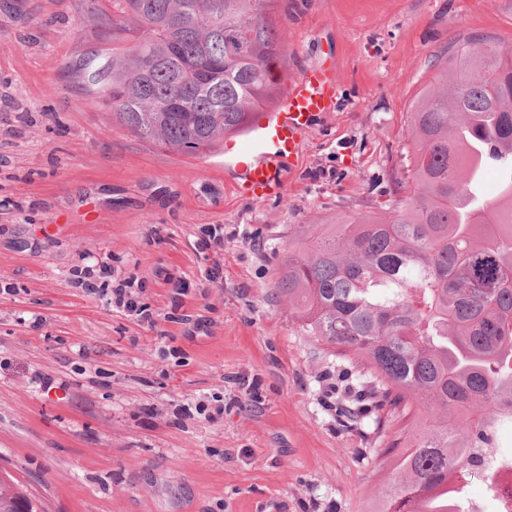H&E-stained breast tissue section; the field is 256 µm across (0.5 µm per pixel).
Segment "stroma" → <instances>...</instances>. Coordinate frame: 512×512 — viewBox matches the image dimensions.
<instances>
[{"label": "stroma", "instance_id": "1", "mask_svg": "<svg viewBox=\"0 0 512 512\" xmlns=\"http://www.w3.org/2000/svg\"><path fill=\"white\" fill-rule=\"evenodd\" d=\"M288 74L336 69L281 192L217 150L134 136L94 100L86 0H0V474L40 512H370L392 477L357 383L277 296L288 232L378 211L416 93L458 38L512 45V0H283ZM221 227L223 248L204 231ZM132 273L137 324L70 272ZM205 404L217 416L176 418Z\"/></svg>", "mask_w": 512, "mask_h": 512}]
</instances>
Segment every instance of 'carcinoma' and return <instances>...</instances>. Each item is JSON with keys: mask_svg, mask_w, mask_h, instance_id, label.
Instances as JSON below:
<instances>
[{"mask_svg": "<svg viewBox=\"0 0 512 512\" xmlns=\"http://www.w3.org/2000/svg\"><path fill=\"white\" fill-rule=\"evenodd\" d=\"M112 43L98 98L134 135L206 154L271 106L286 50L277 0H90ZM408 163L377 213L289 232L276 279L295 318L336 356L358 359L359 397L396 460L373 512H418L430 491L486 473L512 409V192L467 202L470 171H512V54L468 39L407 115ZM0 499L35 512L25 495Z\"/></svg>", "mask_w": 512, "mask_h": 512, "instance_id": "1", "label": "carcinoma"}]
</instances>
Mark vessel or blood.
Segmentation results:
<instances>
[{
	"instance_id": "1",
	"label": "vessel or blood",
	"mask_w": 512,
	"mask_h": 512,
	"mask_svg": "<svg viewBox=\"0 0 512 512\" xmlns=\"http://www.w3.org/2000/svg\"><path fill=\"white\" fill-rule=\"evenodd\" d=\"M336 82L332 65L318 62L295 76L274 107L256 112L241 135L224 141V164L238 196L263 199L283 185L282 171L297 156L315 117L331 111Z\"/></svg>"
}]
</instances>
